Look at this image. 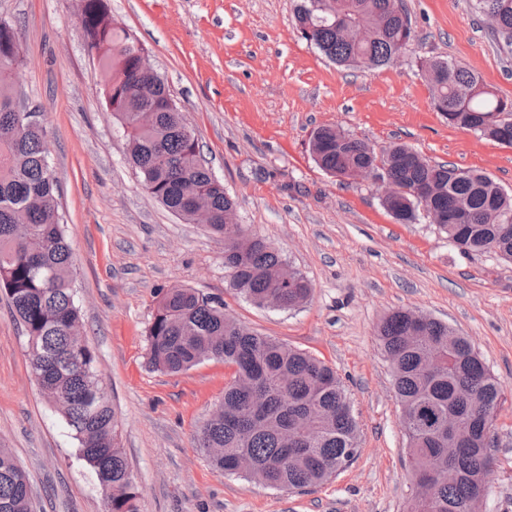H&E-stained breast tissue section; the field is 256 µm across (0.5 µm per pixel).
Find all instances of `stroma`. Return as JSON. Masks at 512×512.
Instances as JSON below:
<instances>
[{
  "label": "stroma",
  "mask_w": 512,
  "mask_h": 512,
  "mask_svg": "<svg viewBox=\"0 0 512 512\" xmlns=\"http://www.w3.org/2000/svg\"><path fill=\"white\" fill-rule=\"evenodd\" d=\"M414 54L374 72L336 66L301 38L294 0H108L184 112L240 223L267 237L314 288L300 307L260 308L229 288L224 243L141 187L78 30V0H0L19 27V86L45 118L59 212L74 255L82 331L115 409L140 512H407L401 408L378 327L397 309L470 337L504 386L482 512H512V264L463 254L427 221L401 224L368 181L316 165L312 132L335 125L380 148L477 169L512 191V147L449 126L418 58L465 64L512 99L503 59L472 0H404ZM189 287L229 317L323 359L360 427L355 459L326 483L285 492L210 464L195 438L224 399L226 364L150 368L147 330L160 291ZM26 471L34 512H105L104 494L29 366L28 338L0 290V448Z\"/></svg>",
  "instance_id": "1"
}]
</instances>
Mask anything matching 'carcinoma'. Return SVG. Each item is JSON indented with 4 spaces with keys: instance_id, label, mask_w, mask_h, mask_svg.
<instances>
[{
    "instance_id": "obj_1",
    "label": "carcinoma",
    "mask_w": 512,
    "mask_h": 512,
    "mask_svg": "<svg viewBox=\"0 0 512 512\" xmlns=\"http://www.w3.org/2000/svg\"><path fill=\"white\" fill-rule=\"evenodd\" d=\"M106 0H85L78 28L105 74L106 104L123 129L129 161L142 188L182 221L207 199L224 240L229 285L259 307L273 298L281 309L304 304L310 282L288 265L276 246L246 224H226L235 209L224 183L203 158L198 139L179 127L181 113L169 106L170 90L160 76L138 68V39L104 19ZM473 10L492 24L503 51L512 56V0H474ZM293 20L302 37L332 62L362 72L412 51V24L403 0H299ZM18 31L0 19V288L28 337L29 363L45 401L64 419L79 456L94 472L106 512H139L134 476L118 437L116 413L105 394L90 398L97 355L75 346L69 331L81 326L74 299L72 252L58 213V183L49 163L41 113L25 123L14 104L21 96L15 74L23 55ZM421 69L436 111L448 125L474 131L512 147V101L504 99L470 68L448 60H426ZM156 110L155 125L139 124L138 111ZM314 161L343 177L357 167L386 172L396 195L381 203L401 224L435 223L465 254L492 253L512 261V195L490 176L432 163L405 144L380 150L342 129L325 125L311 138ZM437 186L423 210L415 188ZM378 336L391 362L402 412L421 414L427 424L404 430L411 463L433 464L430 496L409 512H480L492 462L493 424L486 408H499L502 383L471 342L431 317L417 322L411 311L387 315ZM236 367L247 386L224 391L223 411L203 426L196 447L212 465L278 490L321 485L345 468L359 447V425L336 371L320 359L224 314V303L194 288L160 292L147 331V363L170 374L204 360ZM470 420L463 434L448 432V414ZM0 512H32L28 476L12 451L0 448Z\"/></svg>"
}]
</instances>
